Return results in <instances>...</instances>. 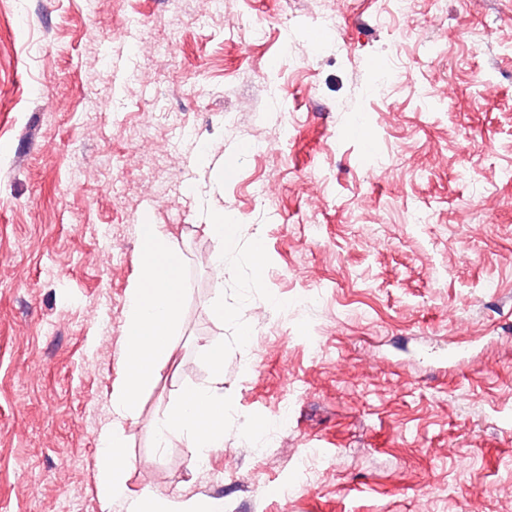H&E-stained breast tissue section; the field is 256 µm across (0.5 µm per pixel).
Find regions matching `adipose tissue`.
<instances>
[{
	"mask_svg": "<svg viewBox=\"0 0 512 512\" xmlns=\"http://www.w3.org/2000/svg\"><path fill=\"white\" fill-rule=\"evenodd\" d=\"M204 356L211 368V384L186 389L154 427L157 447H166L171 436L180 435L197 463L224 448L225 407L220 390L224 381V348H206Z\"/></svg>",
	"mask_w": 512,
	"mask_h": 512,
	"instance_id": "adipose-tissue-1",
	"label": "adipose tissue"
}]
</instances>
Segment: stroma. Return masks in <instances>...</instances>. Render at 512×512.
Masks as SVG:
<instances>
[{"label": "stroma", "mask_w": 512, "mask_h": 512, "mask_svg": "<svg viewBox=\"0 0 512 512\" xmlns=\"http://www.w3.org/2000/svg\"><path fill=\"white\" fill-rule=\"evenodd\" d=\"M329 2L324 27L319 0H226L206 22L195 0H0V512H126L97 491L116 423L134 497L512 512V0H417L410 32L378 25L382 0ZM174 27L165 63L135 56ZM135 67L152 81L130 94ZM216 212L237 227L220 279L196 260ZM145 218L180 248L187 298L173 359L122 422ZM216 342L225 451L202 471L154 424L210 381Z\"/></svg>", "instance_id": "stroma-1"}]
</instances>
